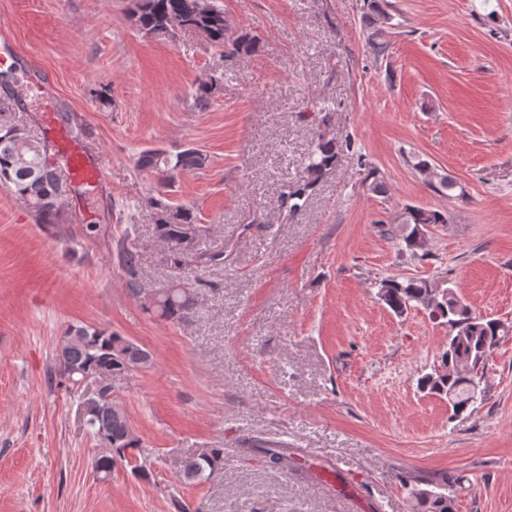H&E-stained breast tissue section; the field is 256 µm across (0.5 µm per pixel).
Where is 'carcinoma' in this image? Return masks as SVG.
I'll return each mask as SVG.
<instances>
[{"mask_svg":"<svg viewBox=\"0 0 512 512\" xmlns=\"http://www.w3.org/2000/svg\"><path fill=\"white\" fill-rule=\"evenodd\" d=\"M131 19L147 34L173 37L186 29L195 30L220 51V58L250 53L256 40L242 34L228 41L229 23L218 0H130ZM19 99L12 93L0 97V182L24 199L37 217L53 224L61 214L65 195L64 181L52 162L50 142L17 124L13 112ZM314 148L307 156L306 179L284 186L280 205L296 214L306 206L312 190L324 174L336 167L340 158L352 151L351 142L338 141L329 131L330 111L318 110ZM207 155L198 149H187L175 156L161 150L143 151L137 158L139 169L161 175V181L174 179L182 170L203 167ZM414 169L434 191L443 193L457 187L454 180L438 175L425 161ZM148 207L154 219V236L164 247V262L181 272L195 264L224 260V252L199 251L196 241L205 227L198 223L193 210L185 206L172 207L158 198H150ZM399 240L412 255L423 247L428 229L448 223L443 212L426 207H408L397 220ZM140 252L132 247L123 250L122 266L128 276L132 295L143 301L145 310L171 322L183 323L192 315L198 303L196 291H187L179 284L147 290L140 280ZM378 298L398 316L421 305L449 327L448 348L439 357L431 372L418 379V387L430 394L448 399L453 415L458 416L475 405L482 397L478 372L485 369L488 355L498 342L512 335V323L498 319L472 316L470 307L452 288H442L423 278L391 276L378 282ZM61 365L58 384L73 391L86 381L103 384L97 397L82 393L81 410L86 431L103 448L95 461L97 473L108 477L119 464L138 472L141 466L132 464L133 451L141 447L123 405L114 397L112 382L127 380L149 368L150 352L139 344L107 329L87 325L66 328L59 346ZM257 456L272 469L285 467L287 456L281 448L259 446ZM224 469V449L198 448L187 457L180 471L182 483L197 485L211 479ZM415 512H454L453 498L448 495V480L437 481L412 476L404 484Z\"/></svg>","mask_w":512,"mask_h":512,"instance_id":"carcinoma-1","label":"carcinoma"}]
</instances>
